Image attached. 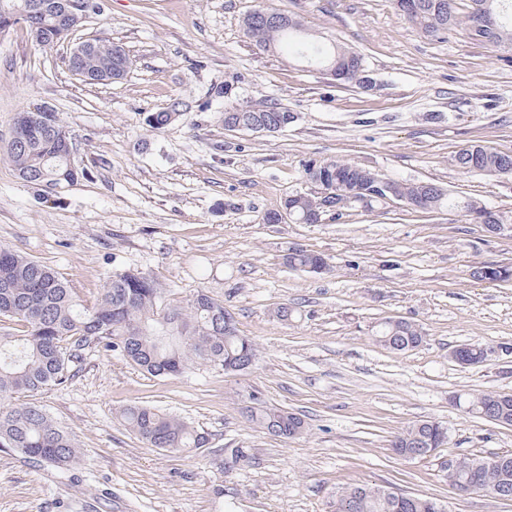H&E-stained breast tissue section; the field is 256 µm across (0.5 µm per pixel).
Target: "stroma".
Masks as SVG:
<instances>
[{"instance_id":"1","label":"stroma","mask_w":512,"mask_h":512,"mask_svg":"<svg viewBox=\"0 0 512 512\" xmlns=\"http://www.w3.org/2000/svg\"><path fill=\"white\" fill-rule=\"evenodd\" d=\"M260 6L363 54L372 88L255 46L243 19ZM83 34L124 44V80L82 83L24 27L0 35V140L17 112L49 107L91 171L47 194L0 159V245L52 268L89 306L116 270L151 279L168 305L205 291L234 314L257 359L240 374L198 365L152 376L119 353L86 349L66 383L36 397L73 434L81 468L69 480L0 450V512H330L340 488L366 483L434 497L450 512H512V500L460 495L445 467L450 455L512 451V426L453 402L512 394V354L476 366L450 356L467 343L512 346V282L470 275L512 266V237L456 211L401 206L320 224L263 221L308 191L306 164L330 160L512 212V175L452 163L469 144L512 152V53L461 30L424 36L394 0H106ZM177 98L191 111L150 129L147 115ZM258 102L293 123L225 130V108ZM294 245L322 254L330 272L285 266ZM282 305L285 320L275 316ZM388 318L417 324L423 343L378 344L371 330ZM252 392L300 414L305 432L283 439L256 428L244 413ZM131 404L183 418L207 445L148 447L119 416ZM420 420L441 422L447 445L425 459L395 455L392 436ZM233 448L248 459L229 468Z\"/></svg>"}]
</instances>
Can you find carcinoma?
Returning a JSON list of instances; mask_svg holds the SVG:
<instances>
[{
  "instance_id": "cac0c4a2",
  "label": "carcinoma",
  "mask_w": 512,
  "mask_h": 512,
  "mask_svg": "<svg viewBox=\"0 0 512 512\" xmlns=\"http://www.w3.org/2000/svg\"><path fill=\"white\" fill-rule=\"evenodd\" d=\"M26 0H0V34L12 29L10 19ZM47 9L23 21L33 41L43 49H53L58 37L56 10L65 5L67 23L78 30L89 19L99 16L102 0H45ZM401 14L421 33L440 38L462 27L469 36L493 49L512 51V0H469L467 10L459 11L458 0H396ZM249 39L264 50L292 48L302 56L318 59L324 69L343 73L356 61L365 63L356 51L337 43L329 46L303 39L308 28L305 22L291 15L258 8L243 21ZM68 69L76 68L75 76H84L102 83L107 75L125 78L132 60L123 44L94 40V45L72 60L66 56ZM189 101L175 99L146 117L153 130L171 124L170 113L188 112ZM280 117L289 124L294 116L275 106L254 105L238 111L224 112V123L244 127L264 118ZM14 126L26 135L25 145L0 143V156L13 167L17 176L32 185L52 192L63 185L89 177L85 167H68L73 153L74 136L56 112L17 113ZM455 166L465 172L478 170L487 175H502L512 168V155L480 144H470L453 157ZM331 170L342 172L336 197L354 196L351 207L363 205L371 210L383 206L379 197L367 193L376 179L384 175L370 168L346 161H328ZM430 210L453 209L464 213L475 224H512V214L492 210L476 198L458 200L447 190L425 189ZM336 202L305 192L296 199L284 200L281 208H291L295 223L306 215L329 213L339 220ZM292 269L316 272L325 263L322 255L298 249L284 256ZM20 325L21 329L14 328ZM375 341L393 352L420 346L424 336L410 323L394 325L384 321L374 327ZM103 345L132 362L152 376L179 375L194 364L219 367L227 373L236 372L243 361L256 358L254 343L239 333L237 326L224 332V303L199 292L184 306L164 307L160 289L152 280L127 271H116L105 280L100 301L89 307L73 295L71 288L57 273L40 262L0 245V448L14 451L34 463L51 467L60 474L76 470L80 456L70 432L59 425L34 401L11 405L18 394L34 397L38 393L65 383L69 366L82 350ZM491 348L470 344L468 362L483 363L490 358ZM256 404L249 419L264 432L278 408H270L249 394ZM469 413L481 417L484 408L495 409L505 424L512 426V395L478 393L466 398ZM120 417L143 443L166 451H191L203 448L208 438L181 418L152 406L133 404L123 408ZM447 445L448 431L434 420H421L393 436L392 451L410 458L416 447ZM504 462L495 470L474 471L476 459L458 458L455 470L448 472V482L459 488L470 475L482 485L492 484L503 475L512 480V451L498 454ZM437 500L429 496L391 497L385 488L350 485L336 493L331 512H435Z\"/></svg>"
}]
</instances>
